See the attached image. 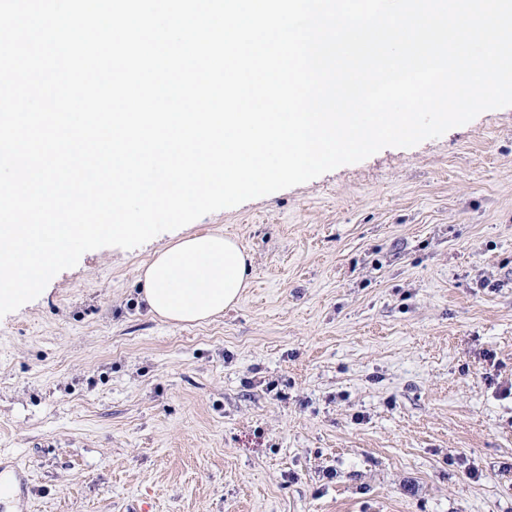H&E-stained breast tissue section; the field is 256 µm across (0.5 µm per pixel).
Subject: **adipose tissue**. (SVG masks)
Listing matches in <instances>:
<instances>
[{"label":"adipose tissue","instance_id":"ef3b65f1","mask_svg":"<svg viewBox=\"0 0 512 512\" xmlns=\"http://www.w3.org/2000/svg\"><path fill=\"white\" fill-rule=\"evenodd\" d=\"M250 256L221 234L191 235L154 255L137 277L150 312L173 324L198 323L234 306L249 285Z\"/></svg>","mask_w":512,"mask_h":512}]
</instances>
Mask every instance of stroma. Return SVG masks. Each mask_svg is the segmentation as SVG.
<instances>
[{"label": "stroma", "instance_id": "stroma-1", "mask_svg": "<svg viewBox=\"0 0 512 512\" xmlns=\"http://www.w3.org/2000/svg\"><path fill=\"white\" fill-rule=\"evenodd\" d=\"M250 284L175 325L183 232ZM0 512H512V107L86 252L0 318ZM250 264L246 250L224 234L186 236L141 269L139 297L167 322H202L239 301L249 285Z\"/></svg>", "mask_w": 512, "mask_h": 512}]
</instances>
